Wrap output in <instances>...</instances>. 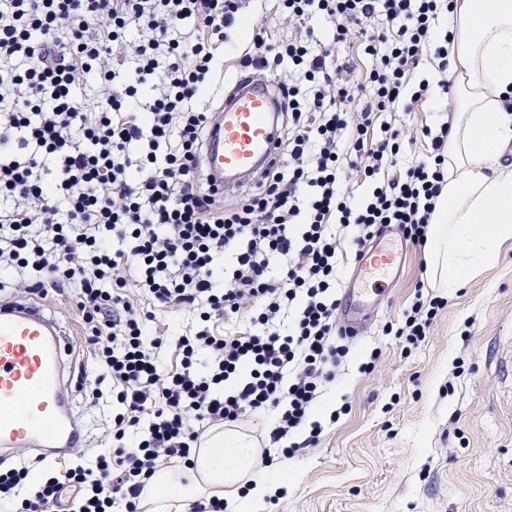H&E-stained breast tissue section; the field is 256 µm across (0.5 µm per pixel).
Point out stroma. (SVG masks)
<instances>
[{"mask_svg": "<svg viewBox=\"0 0 512 512\" xmlns=\"http://www.w3.org/2000/svg\"><path fill=\"white\" fill-rule=\"evenodd\" d=\"M276 10V0H255L249 21L272 38L308 36L316 54L332 47L329 65L351 61L364 77L366 58L357 45H332L331 22L321 17L291 29L279 23ZM379 120L424 124L436 134L448 114L441 98L427 93L411 114L385 112ZM419 291L445 306L426 341L410 349L387 327L402 323ZM29 299L65 327L82 370L95 372L85 330L68 309L69 291ZM375 349L381 355L373 372L362 374L360 364ZM509 352L512 242L493 267L453 293L430 284L425 250L408 248L336 382L320 398V444L263 470L266 478L288 477L276 512H512V371L500 369Z\"/></svg>", "mask_w": 512, "mask_h": 512, "instance_id": "obj_1", "label": "stroma"}]
</instances>
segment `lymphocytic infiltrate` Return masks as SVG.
<instances>
[{
  "mask_svg": "<svg viewBox=\"0 0 512 512\" xmlns=\"http://www.w3.org/2000/svg\"><path fill=\"white\" fill-rule=\"evenodd\" d=\"M250 0H0V288L14 295L75 287L86 341L98 360L79 389L99 405L120 406L103 430L106 447L87 466L72 454L64 477L35 475L38 459L17 449L0 469V503L16 512H57L65 483L87 486L78 512H138L157 470L193 469L203 432L245 415L273 413L271 446H317L313 415L323 386L349 353L336 323L343 244L363 253L398 227L425 246L447 171V132L375 127L381 112L412 111L429 89L406 75L432 53L448 71L439 37V0H279L282 23L315 16L334 24L335 43L359 35L369 60L365 81L345 64L329 66L307 42H270L251 33L243 73L276 81L288 117L276 162L258 185L223 204L200 159L214 106L213 45L242 31ZM132 63L117 79L115 68ZM292 78H282L283 67ZM98 91L85 97L89 78ZM360 111H351L355 100ZM429 138L426 160L386 179L406 147ZM350 155H342L343 141ZM371 193L355 200L351 184ZM341 234L331 233L330 225ZM122 240L123 249L112 247ZM223 268H216L217 256ZM285 258L271 275L272 256ZM154 307H134L130 292ZM189 307L195 327L175 333L157 309ZM444 304L416 299L395 333L424 342ZM246 318L237 336L219 321ZM180 356L162 369L166 344ZM140 431L133 445L128 432ZM269 450L262 466H271Z\"/></svg>",
  "mask_w": 512,
  "mask_h": 512,
  "instance_id": "obj_1",
  "label": "lymphocytic infiltrate"
}]
</instances>
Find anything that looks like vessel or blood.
<instances>
[{
	"mask_svg": "<svg viewBox=\"0 0 512 512\" xmlns=\"http://www.w3.org/2000/svg\"><path fill=\"white\" fill-rule=\"evenodd\" d=\"M281 101L274 82L236 81L213 113L202 156L209 184L224 194L256 183L278 152ZM404 251L380 235L356 266L371 289L400 270ZM371 289L347 288L338 316L356 326ZM71 348L66 331L40 306L14 300L0 305V453L40 448L46 460L91 444L75 409Z\"/></svg>",
	"mask_w": 512,
	"mask_h": 512,
	"instance_id": "b4317fda",
	"label": "vessel or blood"
}]
</instances>
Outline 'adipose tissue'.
<instances>
[{"mask_svg":"<svg viewBox=\"0 0 512 512\" xmlns=\"http://www.w3.org/2000/svg\"><path fill=\"white\" fill-rule=\"evenodd\" d=\"M448 26L457 103L426 248L434 286L452 292L494 266L512 240V170L498 164L512 146V0H455ZM255 456L247 436L228 431L206 441L195 470L208 486H247L238 512H264L287 481L255 478Z\"/></svg>","mask_w":512,"mask_h":512,"instance_id":"adipose-tissue-1","label":"adipose tissue"}]
</instances>
